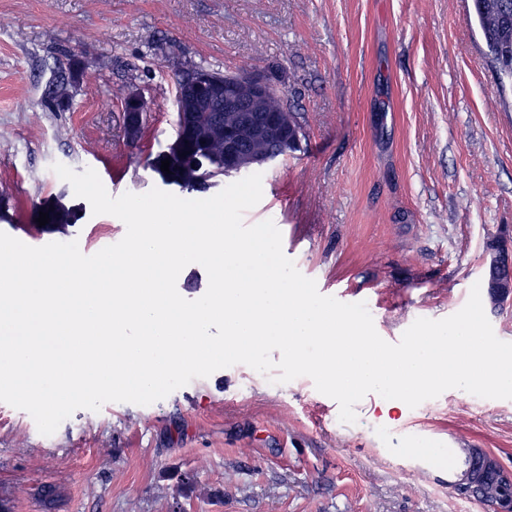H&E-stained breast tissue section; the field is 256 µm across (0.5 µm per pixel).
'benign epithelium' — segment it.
<instances>
[{
	"label": "benign epithelium",
	"mask_w": 512,
	"mask_h": 512,
	"mask_svg": "<svg viewBox=\"0 0 512 512\" xmlns=\"http://www.w3.org/2000/svg\"><path fill=\"white\" fill-rule=\"evenodd\" d=\"M189 95L180 100L182 128L192 130L197 125V112L201 104L220 93L224 94V111L238 115L241 126H251L256 122L253 113L262 101L271 95L276 82L266 74L242 72L233 77L198 70L192 72L188 81ZM147 107L146 99L132 91L127 98L128 129L132 139H138L142 114ZM209 128L226 136L224 173L239 176L254 166L270 167L291 154V149L301 145L300 132L288 121V113L282 111L265 114L258 126L263 137H274L281 143L278 151L262 153H240L239 137L231 133V127L224 125V117L216 114L211 117ZM485 284L495 302L512 301V238L500 237L489 243L483 262Z\"/></svg>",
	"instance_id": "obj_1"
}]
</instances>
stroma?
<instances>
[{
	"label": "stroma",
	"mask_w": 512,
	"mask_h": 512,
	"mask_svg": "<svg viewBox=\"0 0 512 512\" xmlns=\"http://www.w3.org/2000/svg\"><path fill=\"white\" fill-rule=\"evenodd\" d=\"M470 0H0V231L31 246L120 241L52 166L93 168L111 196L161 181L146 165L172 133L176 79L265 72L302 126L262 173L245 225H284V254L319 292L366 303L399 342L483 278L487 241L512 234V85L488 58ZM75 77L72 104L44 95ZM149 103L130 142L124 99ZM76 224L38 226L53 199ZM339 420L302 376L237 364L147 406L80 409L54 434L0 402L5 512H492L454 489L472 451L512 468V400L449 389L414 408L378 394ZM193 473L192 487L179 483Z\"/></svg>",
	"instance_id": "obj_1"
}]
</instances>
